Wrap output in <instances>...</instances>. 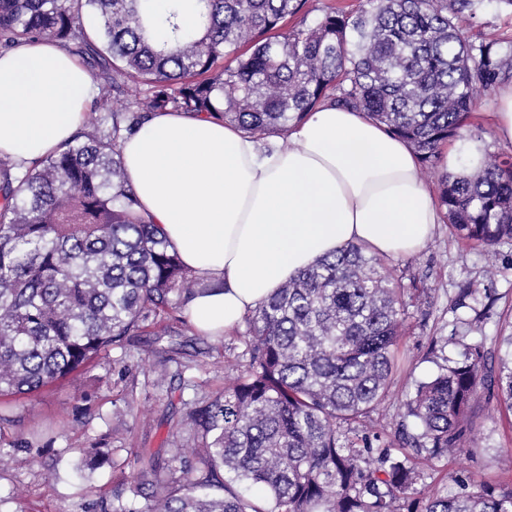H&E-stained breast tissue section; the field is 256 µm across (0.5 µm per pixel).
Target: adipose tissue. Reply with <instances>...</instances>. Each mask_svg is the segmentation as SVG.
<instances>
[{
  "instance_id": "ef3b65f1",
  "label": "adipose tissue",
  "mask_w": 512,
  "mask_h": 512,
  "mask_svg": "<svg viewBox=\"0 0 512 512\" xmlns=\"http://www.w3.org/2000/svg\"><path fill=\"white\" fill-rule=\"evenodd\" d=\"M98 86L48 41L0 54V157L17 170L69 141ZM139 211L206 288L187 308L201 334L244 316L320 258L355 243L416 254L440 220L409 143L362 112L325 104L260 141L179 112L121 143Z\"/></svg>"
}]
</instances>
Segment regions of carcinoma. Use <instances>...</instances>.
Instances as JSON below:
<instances>
[{
    "label": "carcinoma",
    "instance_id": "1",
    "mask_svg": "<svg viewBox=\"0 0 512 512\" xmlns=\"http://www.w3.org/2000/svg\"><path fill=\"white\" fill-rule=\"evenodd\" d=\"M485 0H361L290 26L306 0H197L200 30L144 0H0V48L51 38L91 64L120 107L88 108L80 131L22 173L0 160V397L33 394L84 374L164 319L181 316L200 277L187 270L138 199L120 157L124 136L156 112L238 126L264 140L324 103L362 111L410 143L437 176L452 236L490 249L512 239V156L481 159L473 176L437 172L441 149L466 132L481 91L512 82V40L466 35ZM99 20L87 31L84 14ZM401 288L381 256L352 244L317 260L245 316V369L187 412L195 448L163 485L117 489L98 512H512V487L455 479L439 495L418 459L476 440L471 412H512V330L456 349L415 385L398 442L339 429L388 396L402 335ZM42 434L0 448H38ZM412 448V457L405 449ZM201 468L182 464L186 454ZM140 476L162 467L136 455ZM218 488L222 494L214 495Z\"/></svg>",
    "mask_w": 512,
    "mask_h": 512
}]
</instances>
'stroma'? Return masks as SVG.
<instances>
[{
    "label": "stroma",
    "instance_id": "1",
    "mask_svg": "<svg viewBox=\"0 0 512 512\" xmlns=\"http://www.w3.org/2000/svg\"><path fill=\"white\" fill-rule=\"evenodd\" d=\"M494 98L491 92L479 94L470 138L481 142L483 152L512 155V143L499 141L494 133ZM388 264L404 290L406 330L399 347L401 368L371 419L390 434L406 395L438 370L432 337L455 331L470 343L491 341L512 322V240H502L489 252L469 249L441 223L416 255L392 258ZM464 288L492 295L495 303L486 317L454 310ZM243 349L235 332L220 342L196 331L159 340L136 336L126 351H113L112 363L92 367L84 380H63L37 395L15 398L18 420L7 427V435L47 430L53 441L50 451L42 454L20 450L0 455V512H75L79 504L98 501L100 489H113L118 480L136 476L140 449L169 459L174 439L190 435L184 421L187 402L216 395L231 384L245 364ZM171 354L176 360L169 362L167 382L154 385L151 363ZM80 415L87 420L82 427L75 424ZM472 419L479 444L434 463L433 481L439 491H453L458 475L477 485L502 479L496 457L512 450V414L483 402L474 407ZM101 440L112 450L111 465L75 475L72 463ZM51 465L57 466L61 478L48 487L41 472Z\"/></svg>",
    "mask_w": 512,
    "mask_h": 512
}]
</instances>
